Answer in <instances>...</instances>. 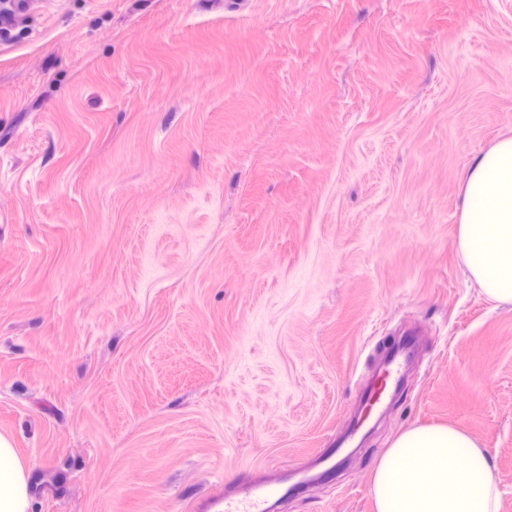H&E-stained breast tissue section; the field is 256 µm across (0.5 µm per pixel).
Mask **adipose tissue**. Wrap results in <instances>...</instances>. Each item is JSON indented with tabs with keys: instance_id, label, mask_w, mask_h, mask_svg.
I'll use <instances>...</instances> for the list:
<instances>
[{
	"instance_id": "adipose-tissue-1",
	"label": "adipose tissue",
	"mask_w": 512,
	"mask_h": 512,
	"mask_svg": "<svg viewBox=\"0 0 512 512\" xmlns=\"http://www.w3.org/2000/svg\"><path fill=\"white\" fill-rule=\"evenodd\" d=\"M457 249L470 277L499 305H512V137L474 158L461 186ZM29 467L0 441V502L26 512ZM375 512H499L487 448L455 425L398 434L374 467Z\"/></svg>"
}]
</instances>
